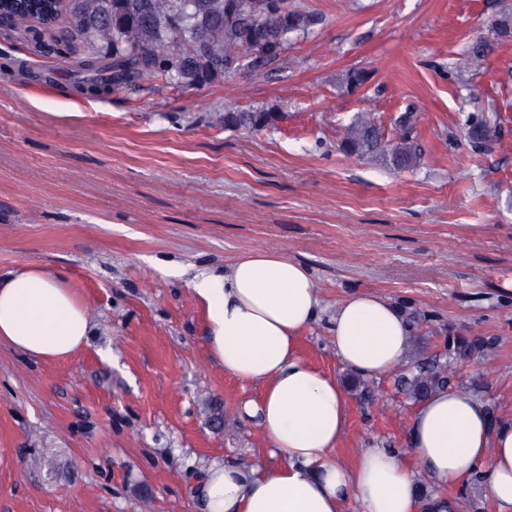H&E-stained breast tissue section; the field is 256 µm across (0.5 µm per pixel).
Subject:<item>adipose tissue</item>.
I'll return each mask as SVG.
<instances>
[{
    "mask_svg": "<svg viewBox=\"0 0 512 512\" xmlns=\"http://www.w3.org/2000/svg\"><path fill=\"white\" fill-rule=\"evenodd\" d=\"M207 323V349L225 373L261 386L241 418L255 422L280 464L213 460L199 470L204 512H456L437 494L420 501L421 481L461 487L481 479L498 512H512V416L459 387L415 406L408 450L364 448L338 454L349 426L347 393L312 364L299 341L322 311L306 266L276 250L247 253L223 275L194 285ZM92 320L53 273L24 266L0 278V344L32 359L61 360L87 342ZM337 360L362 379L390 375L408 359L412 327L387 297L353 292L328 319Z\"/></svg>",
    "mask_w": 512,
    "mask_h": 512,
    "instance_id": "ef3b65f1",
    "label": "adipose tissue"
}]
</instances>
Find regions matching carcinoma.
<instances>
[{"mask_svg":"<svg viewBox=\"0 0 512 512\" xmlns=\"http://www.w3.org/2000/svg\"><path fill=\"white\" fill-rule=\"evenodd\" d=\"M8 29H45L65 20L62 37L82 43L78 66L87 74V88L101 94L112 89L138 90L146 83L163 82L195 88L236 71H256L279 56L293 36L309 34L318 16L288 0H0ZM487 44L475 41L459 59L461 71L483 68ZM367 80L363 70H348L340 82L352 91ZM280 113L269 107L228 109L219 114L226 129L271 128ZM401 135L385 139L371 113L359 112L345 126L342 150L372 164L393 169L412 168L421 160L420 145L412 140L407 123ZM476 145L495 136L486 121L469 125ZM493 337L450 336L444 359L420 358L413 371L401 376L409 397L424 400L450 385L448 360L493 359Z\"/></svg>","mask_w":512,"mask_h":512,"instance_id":"carcinoma-1","label":"carcinoma"}]
</instances>
